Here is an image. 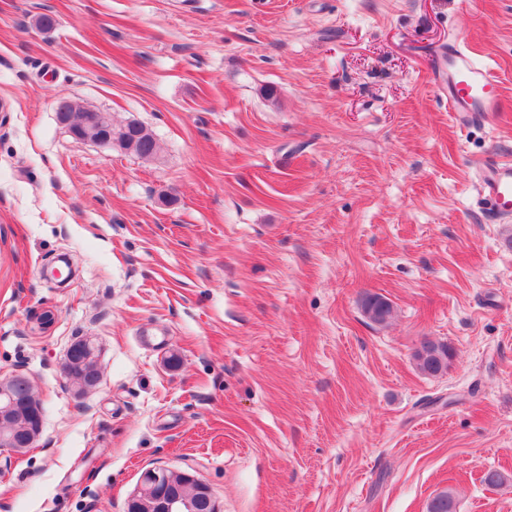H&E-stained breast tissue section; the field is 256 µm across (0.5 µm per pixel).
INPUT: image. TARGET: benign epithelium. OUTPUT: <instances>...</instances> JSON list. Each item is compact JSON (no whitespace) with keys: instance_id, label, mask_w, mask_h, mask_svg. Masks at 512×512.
Listing matches in <instances>:
<instances>
[{"instance_id":"benign-epithelium-1","label":"benign epithelium","mask_w":512,"mask_h":512,"mask_svg":"<svg viewBox=\"0 0 512 512\" xmlns=\"http://www.w3.org/2000/svg\"><path fill=\"white\" fill-rule=\"evenodd\" d=\"M58 121L65 125L71 135L79 141L89 140L85 127L97 132L92 142L110 146L112 139V115L108 112H91L85 125H73L64 101L56 107ZM80 365L93 374V379L83 382L78 393L84 395L97 389L101 381V363L98 348L86 336L76 340L67 351L65 367L70 370ZM36 396L28 377L14 374L0 379V455L19 453L35 443L41 433L43 418L41 409L35 407ZM170 469L155 466L143 471L134 492L127 500L132 512H197L199 503L204 502L209 512H219V505L209 486L195 475L180 472L181 484L195 488L197 498L185 497L171 483Z\"/></svg>"}]
</instances>
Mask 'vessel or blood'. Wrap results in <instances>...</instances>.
<instances>
[{
  "instance_id": "1",
  "label": "vessel or blood",
  "mask_w": 512,
  "mask_h": 512,
  "mask_svg": "<svg viewBox=\"0 0 512 512\" xmlns=\"http://www.w3.org/2000/svg\"><path fill=\"white\" fill-rule=\"evenodd\" d=\"M448 69L445 81L438 83V90L448 99L451 111L457 112L462 121L485 119L504 111L506 103L500 86L489 65L458 40H449L441 51ZM481 193L492 205V212L499 217L512 215V161H498L480 170Z\"/></svg>"
}]
</instances>
